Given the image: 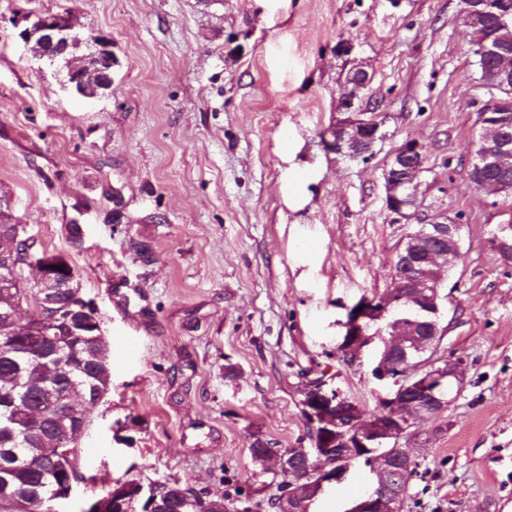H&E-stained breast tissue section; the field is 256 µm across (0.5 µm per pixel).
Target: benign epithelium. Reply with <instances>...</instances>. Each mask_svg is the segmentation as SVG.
Wrapping results in <instances>:
<instances>
[{
    "label": "benign epithelium",
    "mask_w": 512,
    "mask_h": 512,
    "mask_svg": "<svg viewBox=\"0 0 512 512\" xmlns=\"http://www.w3.org/2000/svg\"><path fill=\"white\" fill-rule=\"evenodd\" d=\"M25 38L38 35L43 43L55 49L58 55L66 53L77 38L71 21L60 15L55 24H46L43 16L28 14ZM483 69L482 85L491 95V101L480 109V120L487 135L475 144L472 168L479 187L499 186L508 179L506 160L512 155V53L498 42L482 35L473 44ZM370 82L369 73L362 67L350 70L345 77V91L340 98L343 109L350 111L360 100ZM382 122L376 112H357L355 118L339 123L325 139L327 147L349 158H368L377 142L382 140ZM427 157L423 145L406 140L392 154L383 179L387 209L400 219L408 217L403 197L418 202L420 175L426 169ZM458 219L436 214L429 223L418 226L408 235L405 248L394 263L392 287L384 295L364 298L353 306L344 323L346 328L338 352L352 361L370 351L375 357L374 376L379 380H393L390 396L380 399L381 414L368 421L364 430L356 431L355 416L359 407L335 390L325 389V383L315 380L304 390L312 392L304 410L314 433V454L302 463L288 450L268 448L275 461L274 473L292 477L291 489L279 493L275 512H309L312 502L332 484H338L348 474L342 466L348 456L363 459L373 471H383L387 486L396 488L413 467V449L402 446V440L413 436L414 421L443 413L451 399L444 397L445 386L460 383L463 361L439 363L435 360L426 368H403L390 362L376 334L367 329L380 325L394 315L411 322L438 325L442 314L440 288L443 279L434 272L439 260L452 264L462 256ZM490 244L506 264H512V225L500 224ZM32 267L36 270L34 294L42 306H66L67 317L57 327L43 329L42 335L31 337L37 347L64 336H81L85 326L95 324L92 305L85 300L76 274L68 261L59 255L38 253L31 249L18 256L13 252L0 253V270L16 271ZM79 479L73 478L66 490L54 497L36 495L29 498L25 512H62V504L74 492ZM122 485L92 501V512H112V500L122 505V512H146L145 504L154 507L159 499L158 487L150 482L139 484V492L131 499L121 498ZM392 499L390 492L378 487L362 497L349 512H381L383 503Z\"/></svg>",
    "instance_id": "obj_1"
}]
</instances>
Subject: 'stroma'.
Masks as SVG:
<instances>
[{
	"label": "stroma",
	"mask_w": 512,
	"mask_h": 512,
	"mask_svg": "<svg viewBox=\"0 0 512 512\" xmlns=\"http://www.w3.org/2000/svg\"><path fill=\"white\" fill-rule=\"evenodd\" d=\"M464 0H0V196L39 250L66 258L106 337L112 384L80 441L68 512L115 480L248 492L270 512L255 438L309 448L301 390L325 378L371 412V359L344 363L348 309L386 293L415 225L460 216L464 257L444 288L436 355L463 384L418 423L401 512H512V267L489 239L512 205L469 178L488 94ZM66 14L112 42V90L64 86L13 19ZM354 49L338 55L336 46ZM386 133L369 160L327 149L346 74ZM420 141L427 170L393 221L383 171ZM84 240L73 246L72 225ZM145 244L141 257L136 244ZM373 484L353 466L310 512H349Z\"/></svg>",
	"instance_id": "1"
}]
</instances>
